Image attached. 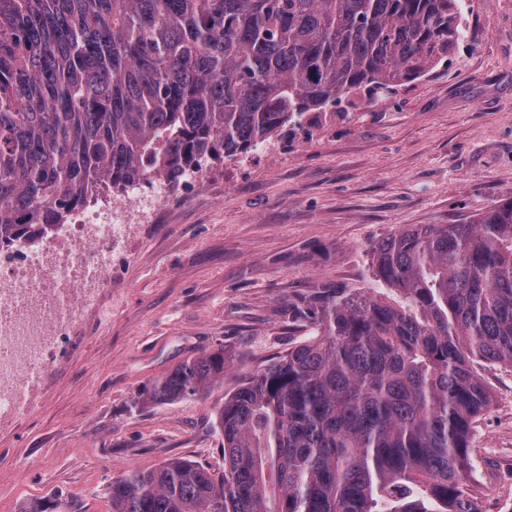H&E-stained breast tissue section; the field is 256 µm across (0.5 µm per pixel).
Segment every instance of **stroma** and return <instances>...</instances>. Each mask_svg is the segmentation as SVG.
<instances>
[{
	"label": "stroma",
	"instance_id": "1",
	"mask_svg": "<svg viewBox=\"0 0 512 512\" xmlns=\"http://www.w3.org/2000/svg\"><path fill=\"white\" fill-rule=\"evenodd\" d=\"M448 62L388 95L344 96L293 118L272 148L207 167L195 192L167 189L94 304L77 301L75 352L45 370L23 416L0 421V512H110L128 468L182 458L224 469L216 411L251 372L313 326V289L375 287L370 252L412 224H455L512 198V0H459ZM203 395L144 404V385L216 348ZM472 438L480 512H512V367Z\"/></svg>",
	"mask_w": 512,
	"mask_h": 512
}]
</instances>
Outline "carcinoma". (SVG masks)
<instances>
[{"mask_svg": "<svg viewBox=\"0 0 512 512\" xmlns=\"http://www.w3.org/2000/svg\"><path fill=\"white\" fill-rule=\"evenodd\" d=\"M457 0H0V246L46 235L96 192L176 184L294 116L434 70ZM381 291L317 288L316 332L224 397L220 474L127 469L111 512H479L467 488L479 372L512 366V199L372 248ZM224 349L145 386L171 404Z\"/></svg>", "mask_w": 512, "mask_h": 512, "instance_id": "1", "label": "carcinoma"}]
</instances>
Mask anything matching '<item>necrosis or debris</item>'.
<instances>
[{
    "mask_svg": "<svg viewBox=\"0 0 512 512\" xmlns=\"http://www.w3.org/2000/svg\"><path fill=\"white\" fill-rule=\"evenodd\" d=\"M132 214L112 206L80 212L44 237L0 250V416L17 415L44 368L67 353L77 322L74 291L93 300L112 274L128 227L150 220L154 199Z\"/></svg>",
    "mask_w": 512,
    "mask_h": 512,
    "instance_id": "4bbe7bcc",
    "label": "necrosis or debris"
}]
</instances>
